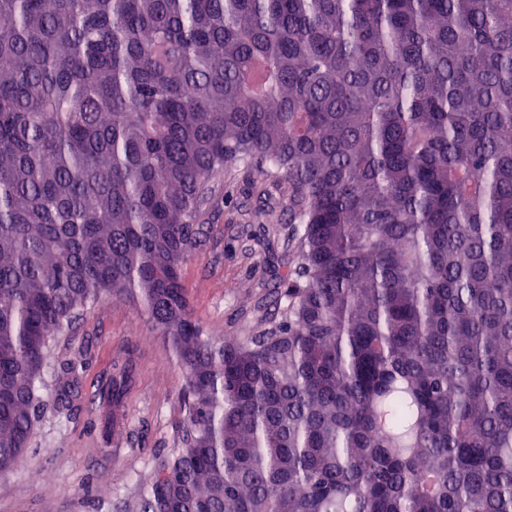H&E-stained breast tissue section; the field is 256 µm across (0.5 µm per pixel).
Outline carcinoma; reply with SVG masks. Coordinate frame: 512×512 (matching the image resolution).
Instances as JSON below:
<instances>
[{
  "instance_id": "cac0c4a2",
  "label": "carcinoma",
  "mask_w": 512,
  "mask_h": 512,
  "mask_svg": "<svg viewBox=\"0 0 512 512\" xmlns=\"http://www.w3.org/2000/svg\"><path fill=\"white\" fill-rule=\"evenodd\" d=\"M233 167L294 267L218 341L182 269ZM112 295L184 386L140 512H512V0H0L1 473Z\"/></svg>"
}]
</instances>
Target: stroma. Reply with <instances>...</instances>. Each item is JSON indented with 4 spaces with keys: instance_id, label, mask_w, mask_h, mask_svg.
<instances>
[{
    "instance_id": "1",
    "label": "stroma",
    "mask_w": 512,
    "mask_h": 512,
    "mask_svg": "<svg viewBox=\"0 0 512 512\" xmlns=\"http://www.w3.org/2000/svg\"><path fill=\"white\" fill-rule=\"evenodd\" d=\"M249 182L243 170L213 179L204 233L183 269L192 316L216 339L247 335L275 318L277 269L292 259L287 216L257 218ZM81 344L88 347L85 383L112 366H132L122 392L125 430L109 441L91 425L86 398L73 397L67 414L55 400L62 365ZM45 381L31 447L0 474V512H134L158 457L179 448L185 417L181 370L163 336L127 299L103 298L54 338Z\"/></svg>"
}]
</instances>
